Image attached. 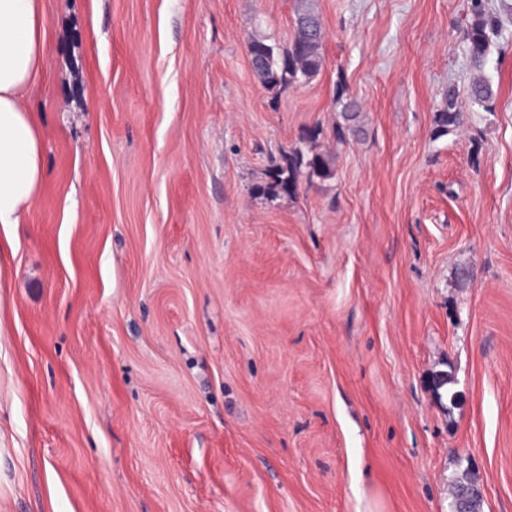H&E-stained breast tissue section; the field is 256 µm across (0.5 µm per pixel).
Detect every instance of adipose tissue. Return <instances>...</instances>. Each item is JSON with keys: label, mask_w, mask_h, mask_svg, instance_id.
<instances>
[{"label": "adipose tissue", "mask_w": 512, "mask_h": 512, "mask_svg": "<svg viewBox=\"0 0 512 512\" xmlns=\"http://www.w3.org/2000/svg\"><path fill=\"white\" fill-rule=\"evenodd\" d=\"M44 62L42 0H0V225L20 224L45 178L38 118L23 101Z\"/></svg>", "instance_id": "1"}]
</instances>
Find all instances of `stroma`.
Returning <instances> with one entry per match:
<instances>
[{
    "label": "stroma",
    "mask_w": 512,
    "mask_h": 512,
    "mask_svg": "<svg viewBox=\"0 0 512 512\" xmlns=\"http://www.w3.org/2000/svg\"><path fill=\"white\" fill-rule=\"evenodd\" d=\"M42 0L45 180L0 226V512H512V14L470 0ZM462 127L439 132L448 88ZM359 136L339 141L344 100ZM335 157L252 188L303 132ZM294 34L286 47L253 38L247 42L254 72L265 88L279 92L307 83L324 66V32L313 0H300ZM474 20L467 31V52L474 66V77L468 88L469 99L487 112H494L495 97L490 78L483 66L490 51L492 36L498 32L497 20L487 18L483 0H471ZM451 497V512H481L482 494L475 488L468 473L454 480ZM457 502L462 511L456 510Z\"/></svg>",
    "instance_id": "1"
}]
</instances>
